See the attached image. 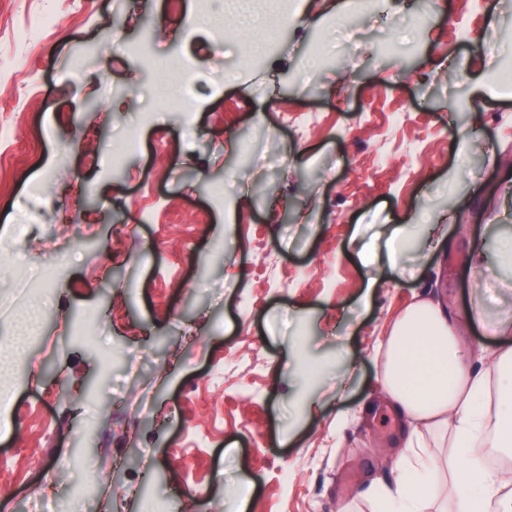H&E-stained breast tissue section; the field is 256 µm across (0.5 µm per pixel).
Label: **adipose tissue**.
I'll return each instance as SVG.
<instances>
[{"instance_id": "1", "label": "adipose tissue", "mask_w": 512, "mask_h": 512, "mask_svg": "<svg viewBox=\"0 0 512 512\" xmlns=\"http://www.w3.org/2000/svg\"><path fill=\"white\" fill-rule=\"evenodd\" d=\"M456 320L435 297L415 301L393 324L381 363L384 392L404 418L395 487L371 493L376 512H428L448 475L460 512H512V345L469 368ZM433 437L447 449L430 447Z\"/></svg>"}]
</instances>
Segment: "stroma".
<instances>
[{
    "instance_id": "1",
    "label": "stroma",
    "mask_w": 512,
    "mask_h": 512,
    "mask_svg": "<svg viewBox=\"0 0 512 512\" xmlns=\"http://www.w3.org/2000/svg\"><path fill=\"white\" fill-rule=\"evenodd\" d=\"M210 8L223 40L198 0H0V512H229L246 477V512H369L359 493L394 483L404 442L386 331L430 293L466 315L472 240H512V93L470 91L512 58V0H296L250 65L236 31L248 16L261 37L265 0ZM44 11L51 34L15 40ZM113 21L196 63L190 111L157 106L179 73L101 46ZM448 206L446 249L389 266L395 230ZM52 258L32 305L23 277ZM480 291L489 322L512 316L511 272L490 262Z\"/></svg>"
}]
</instances>
